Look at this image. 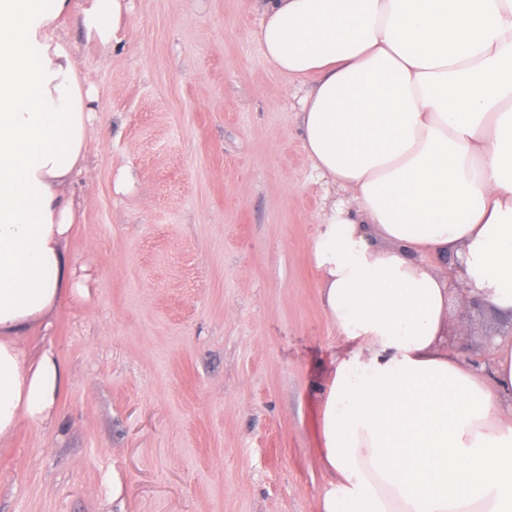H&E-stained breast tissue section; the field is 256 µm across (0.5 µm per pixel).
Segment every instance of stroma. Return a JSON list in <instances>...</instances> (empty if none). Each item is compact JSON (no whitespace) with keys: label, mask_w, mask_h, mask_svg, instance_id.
Returning a JSON list of instances; mask_svg holds the SVG:
<instances>
[{"label":"stroma","mask_w":512,"mask_h":512,"mask_svg":"<svg viewBox=\"0 0 512 512\" xmlns=\"http://www.w3.org/2000/svg\"><path fill=\"white\" fill-rule=\"evenodd\" d=\"M257 0H131L98 87L66 252L84 295L23 339L67 372L0 443V512H318L319 389L338 347L312 246L344 194L312 172L301 81ZM512 318L451 298L466 361Z\"/></svg>","instance_id":"stroma-1"}]
</instances>
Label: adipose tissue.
I'll use <instances>...</instances> for the list:
<instances>
[{"mask_svg": "<svg viewBox=\"0 0 512 512\" xmlns=\"http://www.w3.org/2000/svg\"><path fill=\"white\" fill-rule=\"evenodd\" d=\"M313 170L347 194L313 251L340 349L320 392L319 512H512V335L442 341L448 283L512 314V0H260ZM130 0H0V440L66 372L22 344L79 286L66 256L96 90L68 34L112 44Z\"/></svg>", "mask_w": 512, "mask_h": 512, "instance_id": "ef3b65f1", "label": "adipose tissue"}]
</instances>
